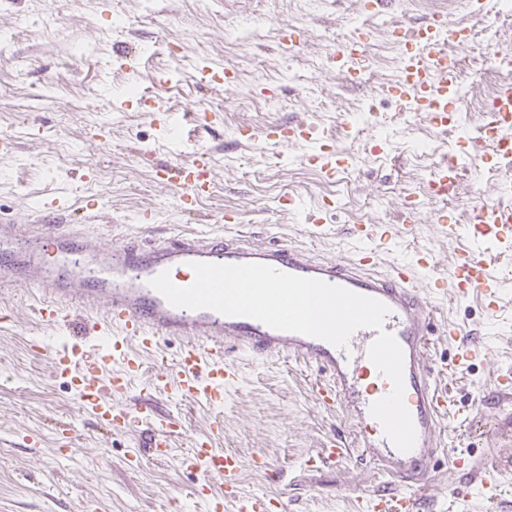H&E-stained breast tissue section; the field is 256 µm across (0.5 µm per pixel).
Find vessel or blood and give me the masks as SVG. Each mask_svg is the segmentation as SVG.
Wrapping results in <instances>:
<instances>
[{"label":"vessel or blood","instance_id":"vessel-or-blood-1","mask_svg":"<svg viewBox=\"0 0 512 512\" xmlns=\"http://www.w3.org/2000/svg\"><path fill=\"white\" fill-rule=\"evenodd\" d=\"M396 32L408 43L409 50L389 93L405 109L425 113L434 125L448 129V116L455 110L456 89L462 81L452 51L470 43V29L447 25L435 17L419 26L397 25ZM316 134V127L301 119L286 127L272 125L263 136L269 143L283 146L312 140ZM470 144L489 159L512 157V83L499 88L492 123L471 137ZM167 176L181 189L183 199L194 200L208 193V152H199L192 161L169 169ZM417 215L418 209L412 205L400 212L398 225L355 226L352 235L356 250L350 258L318 259L297 245L257 249L235 237L191 233L158 244H129L120 249L105 246L93 261L85 254L79 232L68 225L37 230L33 225L1 217L0 287L25 281L38 288L48 300L40 310L42 318L67 329L88 315L105 311L104 322L93 323L92 328L97 334H110L111 353L67 345L51 351L49 359L57 373L70 378L81 409L102 426L123 431L153 416L148 446L158 459L169 456L174 438L180 435L179 417L154 415L147 401L132 408L123 405V380L103 373L112 356L135 364V356L127 350L129 340L138 341L146 349L157 347L165 339L180 340L178 358L165 366L154 387L164 390L172 386L182 397L212 404L223 401L225 384L238 376L228 358L230 350L242 349L261 358L289 355L302 360L318 372L313 391L319 403L352 409L358 448L398 484L396 491L366 497L367 512H420L417 490L428 479L426 462L441 446L440 421L448 410L441 382L466 371L478 353L464 332L452 326L448 335L458 342L455 357L435 369L427 366L430 315L425 308V291L430 288L457 298L480 294L490 313L499 309L501 295L486 260L469 250L455 254L448 279L430 285L422 277L433 264V256L427 251L412 261L393 264L387 272H378L379 252L393 239L396 229L411 231ZM467 232L478 242L511 247L512 205L475 208ZM195 262L267 264L387 305L390 312L384 328L395 337L404 356V401L416 430L413 449L397 450L370 413L371 404L391 389L390 380L368 357L376 330H356L347 348L340 349L319 338L272 329L253 318L178 308L150 286V279L165 270L177 286H189L194 280L191 265ZM178 463L182 470L198 475L199 489L207 490L214 482H222L223 493L207 499L209 512H270V497L239 492L237 478L242 460L215 447L211 439H192ZM453 463L468 472L484 493L496 489L494 470L474 472L468 455L463 453L456 455Z\"/></svg>","mask_w":512,"mask_h":512}]
</instances>
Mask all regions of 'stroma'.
<instances>
[{
    "label": "stroma",
    "instance_id": "stroma-1",
    "mask_svg": "<svg viewBox=\"0 0 512 512\" xmlns=\"http://www.w3.org/2000/svg\"><path fill=\"white\" fill-rule=\"evenodd\" d=\"M437 11L472 27L456 59L468 85H480L492 66L490 37L512 28V14H480L476 0H387L379 8L373 0H0V33L10 37L0 58V140L12 144L0 153V217L30 224L53 214L79 225L92 250L182 232L219 235L232 213L251 246L291 243L329 259L348 256L352 225L397 223L403 203L420 200L418 223L382 254L379 271L427 250L434 256L427 279H445L455 252L469 249L486 259L503 297L492 316L475 296L426 297L430 366L452 357V324L485 349L447 381L444 445L426 465L427 512H512V408L487 402L495 377L512 370V250H487L465 230L474 206L512 202V172L474 159L471 125L446 132L423 114L364 109L397 79L391 25L423 23ZM376 14L389 27L364 31L379 54L352 60L362 80L326 68V54ZM163 41L177 58L155 55ZM207 67L230 68L229 82L197 80ZM153 99L164 100L169 124L156 121ZM300 119L316 127L317 140L283 148L265 141L270 124ZM245 129L252 141H242ZM325 148L348 155L332 182L307 160ZM200 150L211 155L212 184L187 210L165 171ZM451 153L459 193L430 197L428 182ZM146 210L148 223L139 219ZM312 213L329 224L324 237L307 238ZM445 222L459 225L457 237L442 233ZM44 303L24 281L0 293V512H207L178 458L217 414L224 421L217 447L245 462L241 492L267 494L286 512H358L363 495L390 486L357 448L350 411L320 407L317 372L299 361L231 352L239 380L219 409L152 392L153 375L180 353L174 339L140 352L141 368L128 381V399L149 398L182 419L169 458L154 460L146 427L113 432L79 411L69 378L47 356L72 337L39 319ZM331 441L346 455L322 456ZM460 451L475 466H494L495 498L451 467ZM133 455L140 463L131 468ZM258 457L265 466H254Z\"/></svg>",
    "mask_w": 512,
    "mask_h": 512
}]
</instances>
